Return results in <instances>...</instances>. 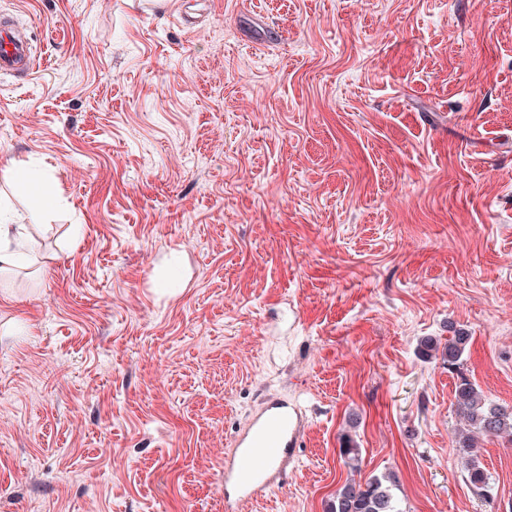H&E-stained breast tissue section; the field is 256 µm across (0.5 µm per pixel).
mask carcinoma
Instances as JSON below:
<instances>
[{
  "mask_svg": "<svg viewBox=\"0 0 512 512\" xmlns=\"http://www.w3.org/2000/svg\"><path fill=\"white\" fill-rule=\"evenodd\" d=\"M452 336L444 343L433 337L420 341V353L427 358L441 357L448 368L454 369L461 361L471 336L469 330L449 324ZM455 406L465 422L459 431L455 448L464 465L465 477L473 493L488 499L490 479L480 461L481 442L502 438L512 442V407L491 401L470 380L462 377L455 386ZM362 450L351 434L342 438L341 462L350 470H357ZM395 476L388 472L371 477L360 484L348 481L336 490L329 501L327 512H405L394 493Z\"/></svg>",
  "mask_w": 512,
  "mask_h": 512,
  "instance_id": "cac0c4a2",
  "label": "carcinoma"
}]
</instances>
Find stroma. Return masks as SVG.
Segmentation results:
<instances>
[{
  "mask_svg": "<svg viewBox=\"0 0 512 512\" xmlns=\"http://www.w3.org/2000/svg\"><path fill=\"white\" fill-rule=\"evenodd\" d=\"M189 23L180 25L178 13ZM0 187L31 264L0 296V512H224L269 398L305 415L242 512H512V443L455 451L467 376L512 406V0H0ZM169 270L184 287L155 285ZM469 329L461 374L422 338ZM351 433L359 472L339 457ZM28 42L8 25L0 26V73H25L32 68ZM396 478L388 472L364 484L347 481L329 501L327 512H403L394 493Z\"/></svg>",
  "mask_w": 512,
  "mask_h": 512,
  "instance_id": "35a3bbf8",
  "label": "stroma"
}]
</instances>
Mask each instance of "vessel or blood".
Here are the masks:
<instances>
[{
  "instance_id": "b4317fda",
  "label": "vessel or blood",
  "mask_w": 512,
  "mask_h": 512,
  "mask_svg": "<svg viewBox=\"0 0 512 512\" xmlns=\"http://www.w3.org/2000/svg\"><path fill=\"white\" fill-rule=\"evenodd\" d=\"M31 67L28 42L12 27L1 25L0 73H25ZM303 426L300 407L278 399L252 417L238 436L234 456L224 464V485L232 490L224 499L225 512H240L245 503L278 486Z\"/></svg>"
}]
</instances>
